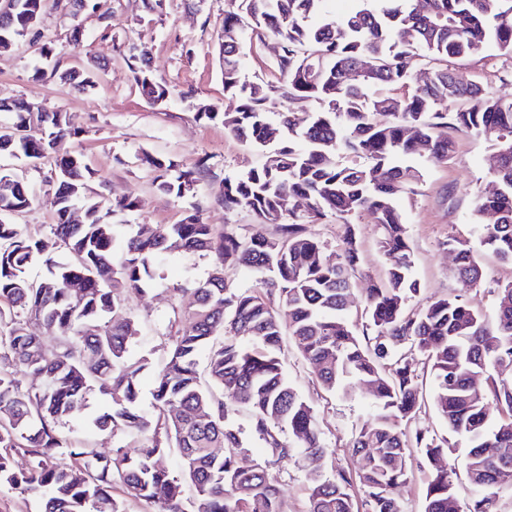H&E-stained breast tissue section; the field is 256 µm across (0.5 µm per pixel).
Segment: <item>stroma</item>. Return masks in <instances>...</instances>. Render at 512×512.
I'll return each instance as SVG.
<instances>
[{
	"mask_svg": "<svg viewBox=\"0 0 512 512\" xmlns=\"http://www.w3.org/2000/svg\"><path fill=\"white\" fill-rule=\"evenodd\" d=\"M105 7L112 14L106 24L91 12L73 15L58 0H45L34 30L16 40L11 50L0 52V100L67 113L80 130L71 148L82 154L92 171L87 181L89 190L107 203L129 194L137 197L133 211L112 219L117 243H124L142 224L179 223L192 202L199 205L206 223L225 232L242 237L276 236L275 225L260 223L246 211H225L216 201L224 178L261 165L267 155L266 150L241 144L221 122L198 116L200 107L220 112L226 105L218 52L225 0H202L197 7L190 0H166L159 14L145 13L141 0H107ZM45 43L53 54L43 59L38 49ZM133 47L148 50L154 73L171 91L161 108L149 106L134 80L128 62ZM90 56L105 64L94 87L78 92L61 82L60 71L79 67ZM454 65L464 77L512 99V64L495 51L455 60ZM38 66L45 72L40 79L34 76ZM455 138L456 151L449 163L434 164L413 157L423 180L397 200L413 251V275L420 284L412 303L419 306L460 294L489 314L495 304L494 284L499 279H512V266L491 253H482L486 280L481 287L466 288L455 274L454 256L445 243L478 237L474 200L491 179L493 146L474 133L459 132ZM146 153L172 159L183 170L194 168L203 159L209 174L194 185L188 198L166 195L154 187L155 173L142 161ZM14 166L22 170L34 193L31 209L14 216V223L25 234L52 240L54 165L44 162L34 166L19 159ZM350 224L362 253V275L351 297V314L358 317L365 307V279L382 277L387 258L379 247V232L371 215L364 212L353 216ZM155 267L157 278L146 292L126 299L137 328L128 345V357L142 365L139 403L147 413L152 410L155 379L167 359L170 338L187 328L183 309L193 300V288L208 277L211 260L199 254L168 251L157 257ZM281 357L289 380L316 411L327 447L325 474H333L340 467L362 469L364 458L353 452L350 440L354 430L373 413L368 388L358 387L346 398L327 393L291 338H284ZM108 408L107 398L89 394L84 406L60 426L68 444L76 447L88 441L105 453L127 445L126 434L95 427V419ZM273 475L286 512H307L309 482L304 462L298 458L288 461L274 469Z\"/></svg>",
	"mask_w": 512,
	"mask_h": 512,
	"instance_id": "obj_1",
	"label": "stroma"
}]
</instances>
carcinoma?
I'll use <instances>...</instances> for the list:
<instances>
[{
  "mask_svg": "<svg viewBox=\"0 0 512 512\" xmlns=\"http://www.w3.org/2000/svg\"><path fill=\"white\" fill-rule=\"evenodd\" d=\"M14 2L11 15H0L1 50L34 29L44 0ZM226 2L220 55L228 105L198 117L220 121L248 145L263 146L273 135L281 141L261 166L224 178L219 190L225 210H246L277 225L275 238L218 232L192 204L179 224L139 225L119 250L110 218L133 210L136 198L106 206L86 195L89 169L66 148L79 134L67 114L23 103L10 109L15 121L0 133V158L54 159L57 188L55 241L49 243L6 220L28 211L33 194L24 176L0 171V482L38 498L41 512H123L112 496L116 485L133 499L185 512L187 484L193 512H286L270 470L297 455L308 466V512H401L397 491L416 456L433 470L424 512H459L454 438L467 445L468 512H501L498 502L512 499V486L500 483L502 472L512 471V280L496 282L491 318L456 297L410 306L420 288L396 199L422 179L419 168L399 160L417 154L444 163L455 153L453 133L485 136L495 146L496 164L492 187L476 200L477 245L454 240L448 247L469 287L484 280L481 252L512 264V101L448 67L449 60L490 46L512 59V0H357L339 20L323 14L325 0ZM66 5L74 15L88 8L103 21L110 18L99 0ZM270 34L280 47L278 84L243 79L244 40L263 43ZM365 56L375 69L359 72ZM130 59L146 101L169 98L147 52ZM417 60L428 73L421 84L412 73ZM99 69L91 59L60 78L80 91L93 85ZM273 94L313 98L322 109L283 112L274 125L267 116ZM34 123L39 139L24 134ZM339 149L369 163L328 165V155ZM142 161L156 172L155 188L179 198L208 172L204 161L175 176L169 159L145 154ZM77 206L82 224L70 219ZM361 211L374 217L389 260L384 278L368 279L363 326L350 314L360 250L349 218ZM330 214L346 224L334 263L307 229ZM58 246L67 253L62 261L54 256ZM168 250L215 261L195 288L190 329L172 340L149 416L138 407L143 365L127 359L136 326L124 297L145 291L154 261ZM230 255L257 275L253 290L228 284L224 259ZM37 257L49 277L31 281L26 267ZM76 283L81 287L73 288ZM32 320L47 327L50 340L28 332ZM89 320L101 323L99 333L83 332ZM286 335L326 391L345 396L356 386L370 389L375 415L350 441L365 455L361 471L338 468L324 477L326 448L313 406L288 381L280 359ZM420 368L434 380L433 406L446 437L413 426L423 403ZM20 372L32 377L31 385H22ZM94 391L111 401L96 427L136 438V454L116 448L106 455L88 442L67 446L59 425ZM237 414L264 442L265 466L239 465L241 431L230 420ZM170 448L181 459L182 479L158 464ZM487 448L495 454H485ZM17 454L27 458L23 469L14 467ZM356 484L360 499L351 493Z\"/></svg>",
  "mask_w": 512,
  "mask_h": 512,
  "instance_id": "carcinoma-1",
  "label": "carcinoma"
}]
</instances>
